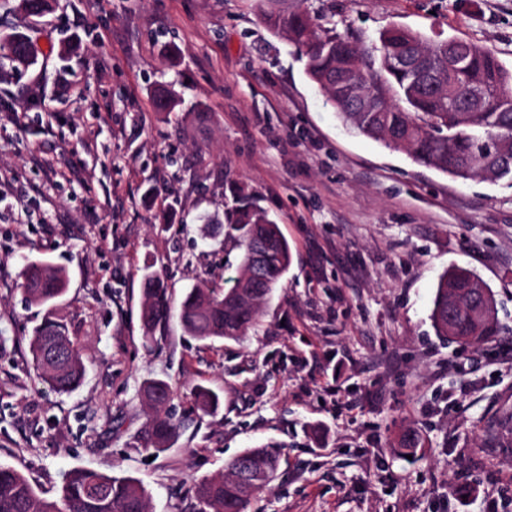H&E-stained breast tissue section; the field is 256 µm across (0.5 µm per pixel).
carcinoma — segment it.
Returning <instances> with one entry per match:
<instances>
[{"instance_id": "cac0c4a2", "label": "carcinoma", "mask_w": 512, "mask_h": 512, "mask_svg": "<svg viewBox=\"0 0 512 512\" xmlns=\"http://www.w3.org/2000/svg\"><path fill=\"white\" fill-rule=\"evenodd\" d=\"M54 0H19L29 17L48 14ZM261 22L275 36H284L306 58V74L327 96L342 120L359 134L401 151L415 163L457 179L482 176L512 180V70L498 57L463 40L461 49L469 67L448 81L453 58L448 41H428L421 33L392 26L379 33L370 49L356 46L348 37L317 22L306 7L288 9L286 0H254ZM29 39L20 32L0 37V75L31 66ZM374 91L381 99L378 112H356L346 96L349 86ZM473 86H483L490 101L482 112L466 109ZM161 112H172L179 100L167 89L155 97ZM225 239L241 251L237 275L226 288L213 284L188 292L173 309L160 274H145L141 320L145 342L177 315L183 332L199 341H238L256 326L264 305L280 287L291 264L288 241L267 213L239 190L224 212ZM23 287L30 303L51 307L67 291L64 269L48 262L25 265ZM478 293L470 287V271L456 267L439 280L431 319L437 332L472 345L498 332L496 314L477 325L470 314ZM33 362L41 381L59 394L77 389L86 365L67 326L47 314L30 338ZM148 408L138 435L140 447L151 453L170 447L180 421L168 411L174 399L172 386L152 379L142 386ZM194 408L204 414L218 411L219 395L208 387L192 389ZM275 476L277 456L268 447L246 448L233 458L225 472L194 485L199 512H247L251 499L266 489L246 491L240 469ZM0 512H149L146 491L132 476H116L94 469H75L63 476L58 496L42 498L16 468L0 465Z\"/></svg>"}]
</instances>
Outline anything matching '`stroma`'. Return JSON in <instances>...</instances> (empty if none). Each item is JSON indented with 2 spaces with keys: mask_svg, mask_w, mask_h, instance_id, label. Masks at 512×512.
Listing matches in <instances>:
<instances>
[{
  "mask_svg": "<svg viewBox=\"0 0 512 512\" xmlns=\"http://www.w3.org/2000/svg\"><path fill=\"white\" fill-rule=\"evenodd\" d=\"M307 5L364 48L399 25L512 69V0ZM16 30L37 63L0 78L1 465L47 498L92 468L139 479L150 512H198L196 480L270 443L278 475L248 512H512V181L457 179L347 128L249 0H57L39 19L0 0V36ZM163 85L174 113L154 106ZM240 186L290 244L281 287L240 341L174 319L145 347L144 268L177 304L235 275L224 210ZM28 261L69 274L52 312L87 372L67 395L32 361L45 310L25 298ZM453 266L490 289L499 335L437 334ZM149 379L181 421L153 456L137 443ZM197 385L217 413L193 411Z\"/></svg>",
  "mask_w": 512,
  "mask_h": 512,
  "instance_id": "obj_1",
  "label": "stroma"
}]
</instances>
